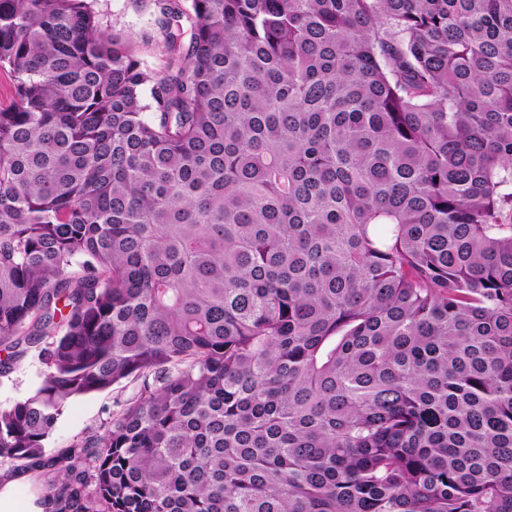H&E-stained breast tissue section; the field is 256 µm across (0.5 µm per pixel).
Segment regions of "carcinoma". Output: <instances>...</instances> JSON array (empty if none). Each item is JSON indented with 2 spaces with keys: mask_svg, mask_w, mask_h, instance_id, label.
I'll use <instances>...</instances> for the list:
<instances>
[{
  "mask_svg": "<svg viewBox=\"0 0 512 512\" xmlns=\"http://www.w3.org/2000/svg\"><path fill=\"white\" fill-rule=\"evenodd\" d=\"M150 2L158 72L0 0V462L45 512H512V0ZM43 365L28 355L6 375H0V406H8L26 398L40 381ZM139 386L140 381L128 379L114 385L111 390L70 400L46 441L47 450L55 452L67 448L74 440L106 422L111 414L115 416L121 411L124 401L137 393Z\"/></svg>",
  "mask_w": 512,
  "mask_h": 512,
  "instance_id": "carcinoma-1",
  "label": "carcinoma"
}]
</instances>
